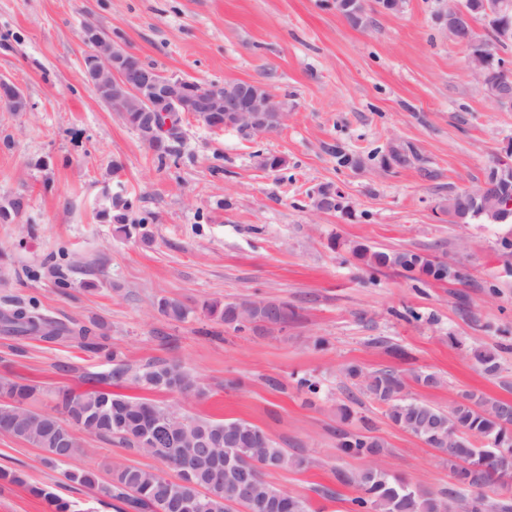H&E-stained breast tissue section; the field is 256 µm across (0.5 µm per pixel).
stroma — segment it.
<instances>
[{
  "label": "stroma",
  "mask_w": 512,
  "mask_h": 512,
  "mask_svg": "<svg viewBox=\"0 0 512 512\" xmlns=\"http://www.w3.org/2000/svg\"><path fill=\"white\" fill-rule=\"evenodd\" d=\"M436 0H406L398 13L369 11L355 28L334 0H0V78L18 84L30 109L0 108V202L20 198L0 224V310L17 303L61 322L97 318L122 360L177 362L203 397L168 391L150 399L193 417L243 419L310 462L267 472L310 512H347L354 487L337 471L371 459L340 453L337 430L368 421L389 451L391 473L437 491L452 476L442 454L395 426L344 375L390 369L410 396L448 408L478 391L512 401V224H452L450 193L477 184L507 159L512 111L478 90L465 46L447 40ZM92 22L163 74L200 84L255 81L288 109L281 128L244 135L194 117L166 161L98 100L85 81L80 38ZM405 166L383 165L392 150ZM358 159L336 165V151ZM285 159L280 170L259 156ZM342 206L317 211L321 188ZM131 204L152 236L115 235L100 210L105 193ZM414 251L444 261L461 279L413 280L371 272L354 250ZM67 271L59 284L54 270ZM167 298L194 309L184 322L157 310ZM288 302L297 317L241 332L200 314L203 301ZM496 349L498 376L470 349ZM105 358L69 342L0 333V376L48 389L88 390ZM434 373L439 386L415 382ZM307 377L320 392L300 391ZM353 415L340 420L336 408ZM78 464L122 461L164 472L120 443L79 435ZM40 449L0 434V512H47L32 484L73 501L78 512H117L112 499L69 483ZM335 489V498L319 495Z\"/></svg>",
  "instance_id": "stroma-1"
}]
</instances>
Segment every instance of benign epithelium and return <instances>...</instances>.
<instances>
[{
    "label": "benign epithelium",
    "instance_id": "benign-epithelium-1",
    "mask_svg": "<svg viewBox=\"0 0 512 512\" xmlns=\"http://www.w3.org/2000/svg\"><path fill=\"white\" fill-rule=\"evenodd\" d=\"M482 10L491 39L483 44L480 54L470 58L472 69L482 70L477 88L498 107L512 110V83L494 69L500 49L512 44V0H483ZM436 16L441 32L456 43L467 42L475 31L473 15L461 0H438ZM80 36L89 48L83 68L85 79L120 118L128 112L149 114L139 136L155 154L159 153L157 145H173L172 133L182 130L188 115L205 122L220 112L224 121L216 128L256 133L277 130L286 120L284 105L264 84L244 81L228 87L222 83L200 87L184 77L132 66L135 53L112 42L92 23L82 26ZM0 105L12 112L30 110L24 91L5 79H0Z\"/></svg>",
    "mask_w": 512,
    "mask_h": 512
}]
</instances>
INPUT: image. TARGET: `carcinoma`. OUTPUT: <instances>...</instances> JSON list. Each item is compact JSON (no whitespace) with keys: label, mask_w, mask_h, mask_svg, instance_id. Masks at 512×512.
<instances>
[{"label":"carcinoma","mask_w":512,"mask_h":512,"mask_svg":"<svg viewBox=\"0 0 512 512\" xmlns=\"http://www.w3.org/2000/svg\"><path fill=\"white\" fill-rule=\"evenodd\" d=\"M484 180L490 192L512 200V181L502 183L487 169ZM459 209L468 212L466 223H504L512 219L506 214L482 211V204L466 193H455ZM22 211V203L0 204V223L11 224ZM102 214L117 224L116 231L129 237L135 233L146 240L145 224L129 217V203L116 195L105 197ZM355 255L373 269L398 268L436 281L459 273L448 265L416 252H387L360 247ZM157 310L167 319L183 322L192 313L184 304L168 299L157 303ZM202 313L210 320L237 331L247 325L254 328L270 321L280 324L296 317L295 308L286 302L250 300L236 302L205 301ZM0 331L10 336L37 335L50 342L68 341L84 351L102 354L110 362L119 359L112 350L110 327L100 319L86 324L55 321L35 307L17 306L0 312ZM472 358L481 371L490 376L500 373L497 353L491 348H477ZM347 375L356 380L360 390L386 408L388 419L411 433L430 448L446 456L453 482L438 492L412 483L390 472L378 461L387 456L386 446L379 438L362 432L340 431L338 450L350 456H367L377 460L375 467L357 473L337 472V480L354 486L359 495L351 499L349 512H448L460 508L464 512H512V493L504 488L512 485V402L496 400L482 393L464 392L449 408L442 409L427 401L409 396L404 379L389 370L365 374L356 366L347 368ZM106 385L130 383L145 390L181 392L189 390L193 397L205 394L197 377L180 364L152 361L137 369L120 364L107 373L94 376ZM44 393L37 384L0 379V432L26 441L43 452V461L50 467H66L74 458L78 442L73 429L90 437L110 442L118 440L129 452L137 451L143 429L155 421L177 422L179 437L153 452L164 465L179 458H195V440L217 432L238 437V447L247 449L244 464L253 472L254 499L243 502L235 475L213 476L210 468L196 463L176 478L125 463L108 467V478L84 465L63 471L72 483L116 500L123 512H309L306 501L287 490L269 483L264 472L284 467L301 468L307 457L291 454L261 427L241 419L210 420L188 417L147 398H134L104 390L76 393L59 390L54 394L56 412H31L23 422L16 421L17 411ZM30 493L42 498L50 512H76L72 502L52 490L32 485Z\"/></svg>","instance_id":"obj_1"}]
</instances>
